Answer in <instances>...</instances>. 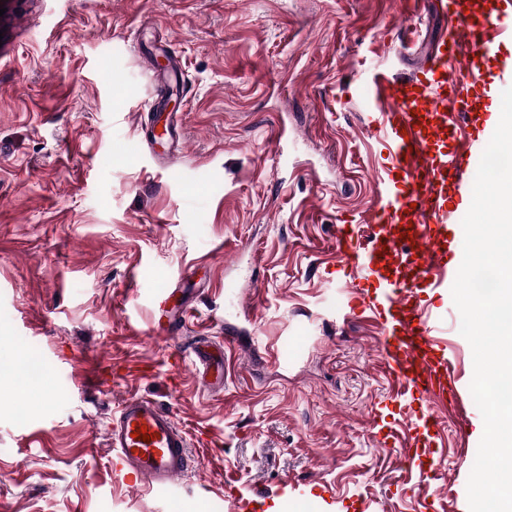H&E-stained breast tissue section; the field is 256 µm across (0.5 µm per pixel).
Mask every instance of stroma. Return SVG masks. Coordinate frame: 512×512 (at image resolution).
<instances>
[{"mask_svg": "<svg viewBox=\"0 0 512 512\" xmlns=\"http://www.w3.org/2000/svg\"><path fill=\"white\" fill-rule=\"evenodd\" d=\"M447 23L446 0H0V512H469L482 416L451 291L428 299L463 388L425 481L373 438L393 384L335 236L377 203L375 68L425 66ZM160 44L183 64L165 169L139 122ZM168 289L192 294L175 334L151 323ZM202 336L230 343L223 392ZM132 393L190 435L174 495L112 467Z\"/></svg>", "mask_w": 512, "mask_h": 512, "instance_id": "obj_1", "label": "stroma"}]
</instances>
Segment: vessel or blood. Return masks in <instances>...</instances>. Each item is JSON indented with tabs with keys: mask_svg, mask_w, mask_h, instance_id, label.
I'll return each mask as SVG.
<instances>
[{
	"mask_svg": "<svg viewBox=\"0 0 512 512\" xmlns=\"http://www.w3.org/2000/svg\"><path fill=\"white\" fill-rule=\"evenodd\" d=\"M486 3L487 10L476 12L467 10V0H451L439 53L413 77L374 74L383 192L366 232L337 242L348 256L360 310L386 327L379 341L382 362L402 394L416 402L407 434L396 437L389 427L380 440L387 447L401 444L423 471L436 461L433 403L445 397L454 373L451 351L418 297L419 289L440 288L448 278V226L461 209L464 170L447 141L463 123L472 125V141H480V114L487 108L480 69L501 44H512V0ZM194 354L223 383V348L206 341ZM141 430L150 441L137 439ZM110 446L117 471L166 494L174 493L191 465L187 436L174 417L137 394L114 411Z\"/></svg>",
	"mask_w": 512,
	"mask_h": 512,
	"instance_id": "b4317fda",
	"label": "vessel or blood"
}]
</instances>
